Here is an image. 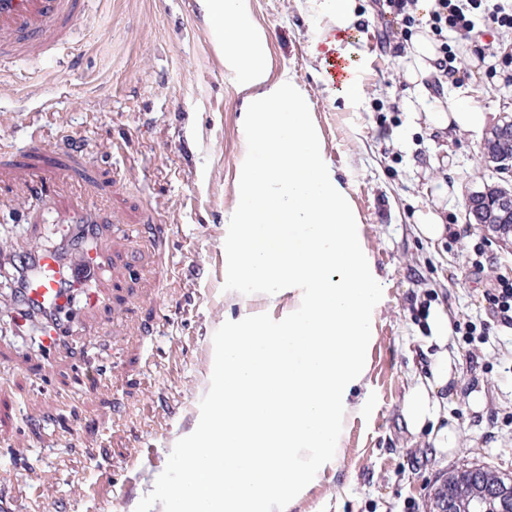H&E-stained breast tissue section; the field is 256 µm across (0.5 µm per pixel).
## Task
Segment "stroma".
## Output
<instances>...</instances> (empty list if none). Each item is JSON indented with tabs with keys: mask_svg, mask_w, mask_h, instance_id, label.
<instances>
[{
	"mask_svg": "<svg viewBox=\"0 0 512 512\" xmlns=\"http://www.w3.org/2000/svg\"><path fill=\"white\" fill-rule=\"evenodd\" d=\"M356 51L366 96L347 102L310 53L320 22L309 0H247L263 36L269 80L289 74L306 92L325 152L361 218L383 288L375 312L369 392L377 405L351 425L337 464L290 512H428L448 470L480 465L512 476V332L485 299L512 280V236L466 223L470 192L496 180L479 158V133L432 129L406 111L409 38L393 25L381 44L375 0H357ZM488 0L471 36L482 77L435 90L495 114L512 113V30ZM248 90L224 64L210 0H90L70 41L40 55L0 57V261L33 244L56 246L71 207L96 210L98 303L77 300L62 345L44 353L10 327L11 278L0 279V504L8 512H135L175 443L191 434L210 386L213 335L227 321L281 301L224 291V241L237 184ZM73 150L91 179L43 200L13 179L18 151ZM433 210L450 234L415 230ZM164 232H156V225ZM481 271H473V261ZM454 317L457 370L482 388L484 407L449 399L462 447L438 452L411 433L403 404L429 363L426 319Z\"/></svg>",
	"mask_w": 512,
	"mask_h": 512,
	"instance_id": "1",
	"label": "stroma"
}]
</instances>
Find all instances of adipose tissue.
<instances>
[{"mask_svg": "<svg viewBox=\"0 0 512 512\" xmlns=\"http://www.w3.org/2000/svg\"><path fill=\"white\" fill-rule=\"evenodd\" d=\"M313 10L321 17L323 25L312 42V54L323 60L332 53L348 54L343 44L344 29L355 19V0H310ZM246 0H213L212 18L224 40V60L236 69L243 84L264 81L267 59L262 40L245 17ZM413 64L405 77L414 84L423 98H431L422 80L434 69L438 57L437 44L427 33L415 35L411 42ZM433 101L427 111L429 124L436 129L456 131H480L486 128L492 117L481 108L461 100L442 104ZM427 325L431 332L430 344L436 350L430 355L429 374L416 378L403 404L405 422L411 432L428 431L435 448L454 450L460 445L457 426L445 411V400L438 392L458 385L460 374L454 353L453 328L443 308L431 309Z\"/></svg>", "mask_w": 512, "mask_h": 512, "instance_id": "1", "label": "adipose tissue"}]
</instances>
